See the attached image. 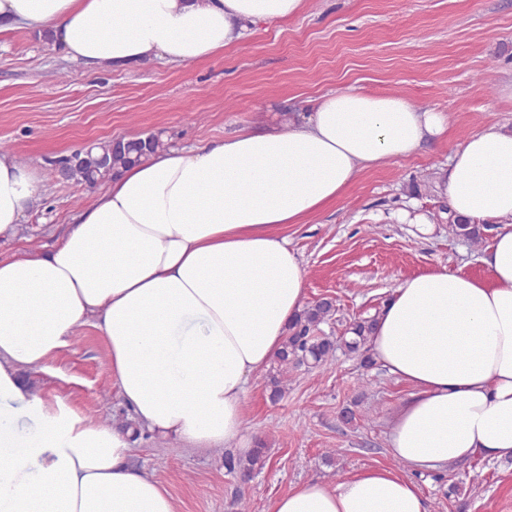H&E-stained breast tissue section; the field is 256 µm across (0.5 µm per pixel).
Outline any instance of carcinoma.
<instances>
[{
    "mask_svg": "<svg viewBox=\"0 0 512 512\" xmlns=\"http://www.w3.org/2000/svg\"><path fill=\"white\" fill-rule=\"evenodd\" d=\"M167 144L154 134L138 137L137 147H118L113 140L98 141L90 150H77L51 163L49 175L55 177L59 169L67 170L68 180L95 188L106 183L120 169L135 164L142 157L164 150ZM494 229L489 224H469L448 217V231L479 248L485 241V232ZM336 318V309L330 301L307 305L289 329L282 350L273 362L268 374L270 395L274 399L283 397L288 390L290 377L301 369H329L336 362V351L357 354L364 367L374 365L367 347L375 318L368 317L350 323L339 339L324 334L322 326ZM266 465V451L256 448L245 458L224 455V468L228 473L251 476Z\"/></svg>",
    "mask_w": 512,
    "mask_h": 512,
    "instance_id": "carcinoma-1",
    "label": "carcinoma"
}]
</instances>
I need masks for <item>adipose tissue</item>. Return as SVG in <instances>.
<instances>
[{"mask_svg":"<svg viewBox=\"0 0 512 512\" xmlns=\"http://www.w3.org/2000/svg\"><path fill=\"white\" fill-rule=\"evenodd\" d=\"M306 0H0V33L49 35L70 59L127 66L209 58L300 14ZM448 126L401 96L341 90L300 123L169 148L125 169L51 251L0 252V512H179L133 468V434L250 452L243 400L306 304L287 229L338 199L364 169L409 156ZM0 154V239L39 193ZM449 211L496 233L480 280L440 268L394 288L368 348L412 388L387 434L396 469L312 480L268 512H428L417 474L478 455L512 458V130L482 128L441 166ZM103 333L135 431L38 397L26 373L80 325Z\"/></svg>","mask_w":512,"mask_h":512,"instance_id":"obj_1","label":"adipose tissue"}]
</instances>
